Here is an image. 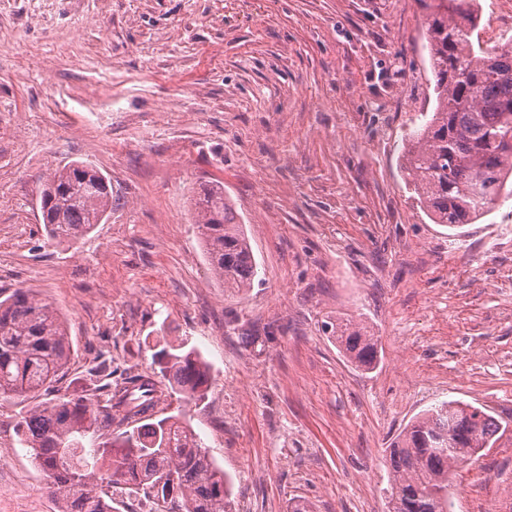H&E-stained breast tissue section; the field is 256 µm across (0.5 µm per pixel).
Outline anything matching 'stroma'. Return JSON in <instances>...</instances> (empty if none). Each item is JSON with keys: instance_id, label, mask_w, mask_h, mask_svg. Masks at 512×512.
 <instances>
[{"instance_id": "1", "label": "stroma", "mask_w": 512, "mask_h": 512, "mask_svg": "<svg viewBox=\"0 0 512 512\" xmlns=\"http://www.w3.org/2000/svg\"><path fill=\"white\" fill-rule=\"evenodd\" d=\"M432 0H0V293L65 318L63 384L97 395L184 338L200 403L165 397L230 476L233 512H389L385 456L458 400L508 427L450 477L455 512H512V201L461 235L433 223L400 153L435 104ZM112 213L48 240L40 180L71 161ZM223 179L259 265L228 296L191 199ZM350 319L380 363L325 332ZM0 400V512H57ZM331 338L348 359L357 367L369 368L377 361V338L367 327L350 320H336L330 324Z\"/></svg>"}]
</instances>
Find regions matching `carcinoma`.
<instances>
[{
  "instance_id": "cac0c4a2",
  "label": "carcinoma",
  "mask_w": 512,
  "mask_h": 512,
  "mask_svg": "<svg viewBox=\"0 0 512 512\" xmlns=\"http://www.w3.org/2000/svg\"><path fill=\"white\" fill-rule=\"evenodd\" d=\"M475 0H440L426 22L434 109L410 133L402 168L420 206L459 234L512 197V45L473 40ZM40 223L54 242H76L112 212V185L93 165L65 164L40 183ZM204 255L239 295L254 286L258 264L237 212L212 181L194 200ZM332 338L357 367L377 361V338L349 320ZM73 351L67 322L28 288L0 299V399L35 401L17 421L22 444L41 471L58 512H116V496L137 495L153 512H232L231 479L194 429L177 415L158 417L160 385L186 402L202 400L211 367L185 342L165 343L154 368L92 400L56 392ZM502 424L486 409L456 400L423 411L392 441L387 458L389 512H454L448 474L490 447Z\"/></svg>"
}]
</instances>
